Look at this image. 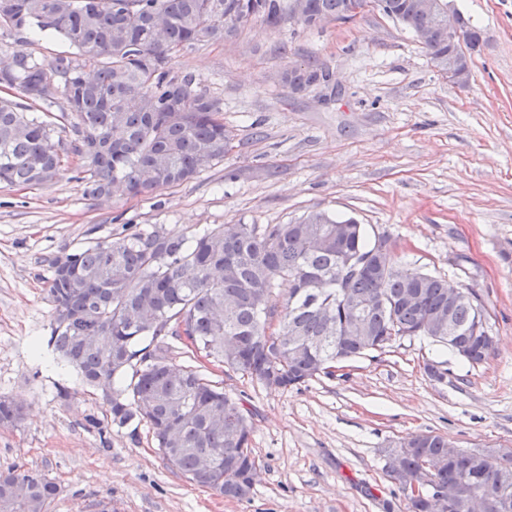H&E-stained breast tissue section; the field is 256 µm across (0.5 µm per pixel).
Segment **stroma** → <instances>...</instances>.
<instances>
[{"label":"stroma","instance_id":"35a3bbf8","mask_svg":"<svg viewBox=\"0 0 512 512\" xmlns=\"http://www.w3.org/2000/svg\"><path fill=\"white\" fill-rule=\"evenodd\" d=\"M453 5L481 32L468 86L376 10L319 29L255 22L172 62L224 104L236 139L219 164L108 200L84 195L72 154L49 184H0V395L25 405L0 427V470L53 479L48 512H88L97 497L114 512H405L385 469L394 443L431 431L463 449L512 448V0ZM305 62L332 81L303 93L280 82ZM316 211L356 217L400 264L473 290L494 349L473 365L405 338L288 390L212 368L249 412L259 464L250 498L229 500L169 465L147 425L113 429L101 396L55 361L50 263L126 224L191 236Z\"/></svg>","mask_w":512,"mask_h":512}]
</instances>
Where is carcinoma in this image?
I'll use <instances>...</instances> for the list:
<instances>
[{
  "label": "carcinoma",
  "instance_id": "carcinoma-1",
  "mask_svg": "<svg viewBox=\"0 0 512 512\" xmlns=\"http://www.w3.org/2000/svg\"><path fill=\"white\" fill-rule=\"evenodd\" d=\"M415 35L428 29L420 0H360ZM305 27L348 20L353 0H300ZM292 0H0V37L18 48L0 69V183L42 186L60 170L54 100L47 82L59 77L84 162V194L106 198L125 185L136 196L181 185L224 160L235 135L219 118L221 99L171 62L199 43L233 38L261 22L276 29ZM465 46L480 41L460 16ZM32 34L58 36L71 51L38 60L21 46ZM431 64L448 74L456 42L436 35L423 42ZM166 60L156 68L153 61ZM327 78L316 64L283 73L292 90ZM378 240L356 218L313 212L297 224H220L198 237L154 224H130L112 240L66 254L74 277L51 262L48 295L53 319L47 345L109 405L113 425L146 422L167 462L189 481L226 498L253 491L243 464L256 462L248 412L241 399L207 379L200 367L178 364L172 343L195 351L242 377L284 390L403 338L425 337L471 364L493 351L479 306L448 302V283L393 263L376 265ZM288 284L282 301L278 284ZM362 317L363 337L347 341ZM23 404L0 396V426L21 422ZM402 470L420 478L431 463L432 483L493 499L491 512H512V452L483 447L448 458V440L432 432L394 445ZM213 466L200 472V458ZM59 494L44 473L0 471V512H48ZM407 512H462L434 496L406 503Z\"/></svg>",
  "mask_w": 512,
  "mask_h": 512
}]
</instances>
